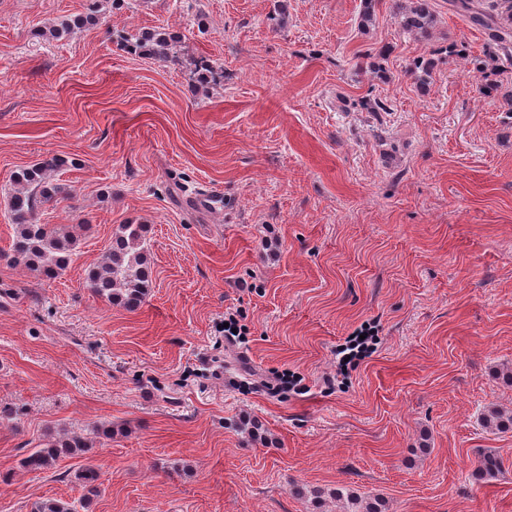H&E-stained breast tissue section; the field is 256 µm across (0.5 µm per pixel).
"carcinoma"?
<instances>
[{"label":"carcinoma","mask_w":512,"mask_h":512,"mask_svg":"<svg viewBox=\"0 0 512 512\" xmlns=\"http://www.w3.org/2000/svg\"><path fill=\"white\" fill-rule=\"evenodd\" d=\"M505 24L494 22L482 9V0H455V8L469 20L488 31L486 59L479 62L484 74L481 93L499 90L495 77L512 68V0H492ZM435 19L431 0H407L401 12V26L411 32L425 33ZM177 36L156 30L137 39L130 50L177 62L174 48ZM61 165L57 157L46 158L35 166L15 175L18 189L11 195L10 220L13 225L12 243L0 259L12 265H22L55 278L64 271L74 255L76 238L71 232L55 224L37 222L39 209L64 192L63 187L51 181V173ZM146 226L121 224L117 227L103 261L89 273V288L111 304L133 311L140 307L151 285L150 262L146 248ZM483 424L500 432L512 430V414L490 407L482 417ZM89 447L79 435L67 436L32 450L22 461L30 470L49 469L57 459L68 453ZM501 471V460L486 453L479 460L477 473L494 477ZM336 499L343 500L349 512H385L386 504L380 498L363 499L352 492L336 490ZM33 512H77L72 504L47 498L34 504Z\"/></svg>","instance_id":"carcinoma-1"}]
</instances>
